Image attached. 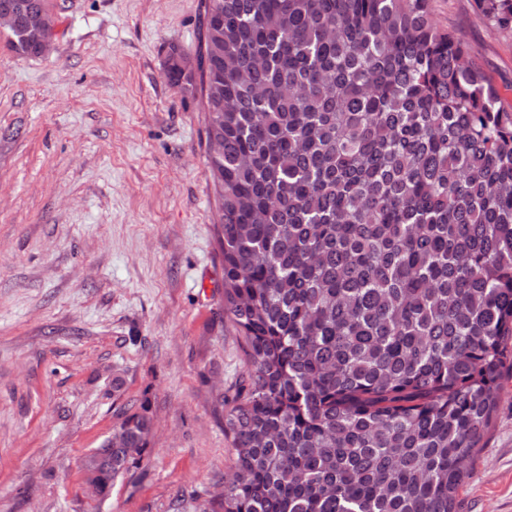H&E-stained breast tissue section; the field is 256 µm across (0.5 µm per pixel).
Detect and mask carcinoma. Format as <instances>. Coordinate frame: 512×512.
Returning <instances> with one entry per match:
<instances>
[{
  "label": "carcinoma",
  "instance_id": "obj_1",
  "mask_svg": "<svg viewBox=\"0 0 512 512\" xmlns=\"http://www.w3.org/2000/svg\"><path fill=\"white\" fill-rule=\"evenodd\" d=\"M224 313L246 384L201 512H460L512 375V106L428 0H200ZM512 34V0H475ZM38 56V40L6 30ZM150 390L84 473L139 470Z\"/></svg>",
  "mask_w": 512,
  "mask_h": 512
}]
</instances>
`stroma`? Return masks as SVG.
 <instances>
[{
	"instance_id": "obj_1",
	"label": "stroma",
	"mask_w": 512,
	"mask_h": 512,
	"mask_svg": "<svg viewBox=\"0 0 512 512\" xmlns=\"http://www.w3.org/2000/svg\"><path fill=\"white\" fill-rule=\"evenodd\" d=\"M512 106V35L429 0ZM45 57L0 39V512H199L232 464L213 399L247 375L198 99L166 77L199 0H50ZM120 391H113V380ZM150 389L153 450L90 509L83 457ZM512 512V378L460 491Z\"/></svg>"
}]
</instances>
